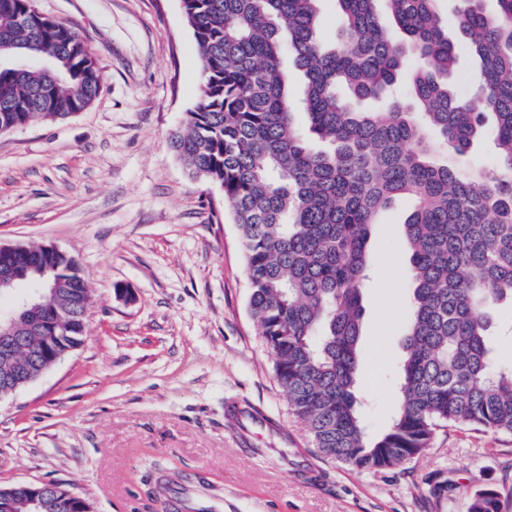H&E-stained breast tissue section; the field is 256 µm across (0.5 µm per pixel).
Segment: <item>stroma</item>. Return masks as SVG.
<instances>
[{"instance_id":"stroma-1","label":"stroma","mask_w":512,"mask_h":512,"mask_svg":"<svg viewBox=\"0 0 512 512\" xmlns=\"http://www.w3.org/2000/svg\"><path fill=\"white\" fill-rule=\"evenodd\" d=\"M35 5L89 42L104 82L67 120L0 133V242L72 255L90 301L82 345L0 399V487L57 482L94 512H157L141 477L173 464L223 485L235 512H467L483 489L512 512V434L446 425L381 472L314 448L249 316L224 194L168 147L199 96L181 0ZM411 207L384 211L369 242L358 397L373 432L398 404Z\"/></svg>"}]
</instances>
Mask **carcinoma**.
<instances>
[{"label": "carcinoma", "instance_id": "carcinoma-1", "mask_svg": "<svg viewBox=\"0 0 512 512\" xmlns=\"http://www.w3.org/2000/svg\"><path fill=\"white\" fill-rule=\"evenodd\" d=\"M401 33L387 32L379 11ZM323 0H182L202 61L198 101L169 147L187 173L224 193L250 283L248 310L274 377L318 452L380 472L419 458L441 423L512 434V363L492 346V320L512 305V0H458L455 36L435 0H335L341 39L319 36ZM481 63L454 81L459 52ZM31 52L18 74L9 60ZM302 73L288 91L287 58ZM103 74L84 38L38 12L0 0V128L62 121L99 95ZM388 98L389 111L367 100ZM306 117L307 127L295 115ZM492 134L497 167L439 163ZM408 197L410 254L406 356L399 406L372 433L357 398L368 242L380 213ZM19 282L42 277L27 260ZM46 314L80 345L88 288L61 262ZM49 369L25 354L0 361V390ZM9 512L37 509L22 485ZM468 512H501L494 490Z\"/></svg>", "mask_w": 512, "mask_h": 512}]
</instances>
